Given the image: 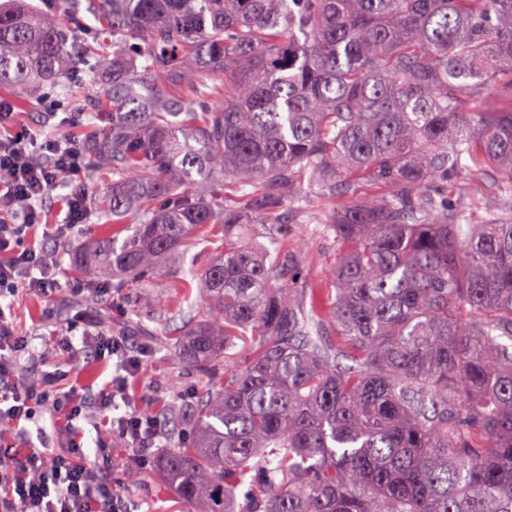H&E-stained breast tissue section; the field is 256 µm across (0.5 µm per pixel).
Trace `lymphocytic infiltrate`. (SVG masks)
Returning <instances> with one entry per match:
<instances>
[{
    "mask_svg": "<svg viewBox=\"0 0 512 512\" xmlns=\"http://www.w3.org/2000/svg\"><path fill=\"white\" fill-rule=\"evenodd\" d=\"M15 109L12 100L0 97V300L21 289L51 299L61 286L58 262L31 244V233L44 220L46 196L60 187L66 220L54 225L53 237H65L84 223L88 194L81 175L87 155L71 134L40 142L29 130L16 128ZM78 326L83 333L77 339ZM60 342L85 359L114 360L115 375L88 395L78 394L69 372L60 369L28 378L20 371V359L29 353L31 339L0 307V430L18 434L27 422L46 416L65 440L64 451L55 454L0 444V512H125L112 490L111 456L85 462L76 422L87 408L103 414L113 410L116 398H128L129 378L145 352L126 337L99 329L93 309L81 306L69 315ZM112 431L129 450L127 465L136 468L146 464L161 425L156 416L139 412L117 418Z\"/></svg>",
    "mask_w": 512,
    "mask_h": 512,
    "instance_id": "1",
    "label": "lymphocytic infiltrate"
}]
</instances>
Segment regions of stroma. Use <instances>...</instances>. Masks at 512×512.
Instances as JSON below:
<instances>
[{
  "label": "stroma",
  "mask_w": 512,
  "mask_h": 512,
  "mask_svg": "<svg viewBox=\"0 0 512 512\" xmlns=\"http://www.w3.org/2000/svg\"><path fill=\"white\" fill-rule=\"evenodd\" d=\"M39 13L52 20H66L79 41H92L99 22L89 11V0H55L53 6H45L43 0H30ZM284 220L283 232L289 244L299 248L312 281L327 284L328 272L336 262V245L332 239L312 235L310 225L300 222L291 205H284L280 211ZM104 225L87 221L74 237L61 241L41 236L43 248L57 254L59 258V279L62 289L57 298L44 300L21 290L16 293L10 305V316L14 325L23 334L32 336L37 351L34 360L25 362L27 376L36 377L41 372L54 368L70 371L71 381L81 388L99 389L112 377L111 365L98 362H83L74 356L59 351L56 344L58 325L64 314L80 304L79 296L72 289L88 281L89 276L75 263L77 252L85 245L102 237ZM182 297L191 302L202 298L198 279L184 277L178 286H171L167 274H160L152 284L133 285L122 289H110L108 295L93 303L104 315L109 329L126 327L128 321L137 319L142 312L165 304L173 297ZM152 335L144 336L130 331L131 343L143 346L147 353L139 373L133 377L130 388L132 407L140 412L159 413L171 401L192 400L197 388L211 383V376L196 367L177 360L164 343L169 330L162 321L152 322ZM82 428L83 446L87 456H94L96 448L105 445L112 450V485L119 489L127 512H185L171 489L157 463L150 461L143 469L128 470L121 462L127 454L121 441L113 435L109 424L101 415L90 414L79 419Z\"/></svg>",
  "instance_id": "1"
}]
</instances>
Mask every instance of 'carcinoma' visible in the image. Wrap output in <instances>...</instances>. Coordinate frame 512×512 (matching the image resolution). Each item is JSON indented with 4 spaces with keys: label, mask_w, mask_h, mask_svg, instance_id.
<instances>
[{
    "label": "carcinoma",
    "mask_w": 512,
    "mask_h": 512,
    "mask_svg": "<svg viewBox=\"0 0 512 512\" xmlns=\"http://www.w3.org/2000/svg\"><path fill=\"white\" fill-rule=\"evenodd\" d=\"M104 52L26 0L0 3V90L71 99L75 56L106 127L112 232L79 255L146 281L194 234L204 307L175 356L220 376L159 466L197 512H512V0H90ZM217 73L222 84H209ZM493 173L505 216L448 186ZM364 180L376 188L357 194ZM333 238L314 288L285 201ZM133 233L122 243L123 225ZM251 494L240 499L243 485ZM222 234L209 230L198 232L190 241L180 263L186 270L200 269L211 262L222 249Z\"/></svg>",
    "instance_id": "obj_1"
}]
</instances>
